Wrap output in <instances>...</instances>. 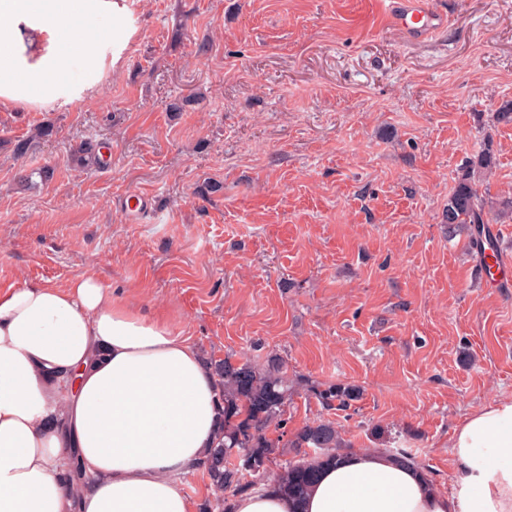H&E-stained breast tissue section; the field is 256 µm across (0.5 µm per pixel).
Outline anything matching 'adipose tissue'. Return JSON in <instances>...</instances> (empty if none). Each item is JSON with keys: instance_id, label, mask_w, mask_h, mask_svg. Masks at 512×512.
I'll return each instance as SVG.
<instances>
[{"instance_id": "obj_1", "label": "adipose tissue", "mask_w": 512, "mask_h": 512, "mask_svg": "<svg viewBox=\"0 0 512 512\" xmlns=\"http://www.w3.org/2000/svg\"><path fill=\"white\" fill-rule=\"evenodd\" d=\"M126 15L124 0H0V111L96 98L132 36ZM223 421L200 350L114 299L92 270L0 290V512H199L178 479L204 465ZM449 454L459 478L445 494L422 469L353 449L303 501L271 486L223 510L512 512V401L467 415ZM75 456L78 483L67 477Z\"/></svg>"}]
</instances>
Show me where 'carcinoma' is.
Instances as JSON below:
<instances>
[{"label":"carcinoma","instance_id":"cac0c4a2","mask_svg":"<svg viewBox=\"0 0 512 512\" xmlns=\"http://www.w3.org/2000/svg\"><path fill=\"white\" fill-rule=\"evenodd\" d=\"M75 160L83 167L103 163L95 148L86 145L77 148ZM495 165L491 149L485 147L474 154L449 194L445 210L448 228L464 224L470 227L471 244L480 256L485 254L484 244L489 238L486 202L481 185L492 174ZM210 365L218 377L219 397L224 405L222 433L205 463V469L215 486L222 490L231 488L236 492L250 488V485L241 483L242 472L232 467L230 451L234 448L256 460L259 466L271 463L275 449L280 446L311 448L313 454L286 462L275 475V486L280 491L297 501L302 500L321 467L332 459L323 449L338 452L350 448V445L334 423L323 420L305 425L294 439L283 445L280 440L267 437L266 431L270 426L280 428L285 423L282 416L292 394L288 377L275 364L264 372L255 370L248 363L234 366L225 360L212 361ZM311 392L321 405H334L338 410L349 407L350 402L359 396L356 387L341 384L322 390L313 386Z\"/></svg>","mask_w":512,"mask_h":512}]
</instances>
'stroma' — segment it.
Wrapping results in <instances>:
<instances>
[{"label": "stroma", "mask_w": 512, "mask_h": 512, "mask_svg": "<svg viewBox=\"0 0 512 512\" xmlns=\"http://www.w3.org/2000/svg\"><path fill=\"white\" fill-rule=\"evenodd\" d=\"M433 2L447 29L411 39L389 0H127L134 36L98 97L0 112V288L95 269L206 359L284 363L297 388L270 438L329 420L450 491L454 427L512 401V288L478 283L466 228L443 221L489 142L486 212L512 251V124L493 118L512 0ZM87 140L102 165L74 162ZM307 379L360 396L328 410Z\"/></svg>", "instance_id": "obj_1"}]
</instances>
